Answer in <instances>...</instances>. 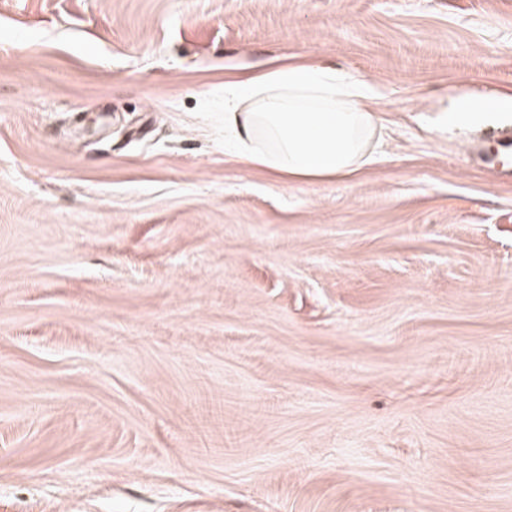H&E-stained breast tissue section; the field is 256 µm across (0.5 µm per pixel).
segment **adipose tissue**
I'll use <instances>...</instances> for the list:
<instances>
[{
	"label": "adipose tissue",
	"instance_id": "adipose-tissue-1",
	"mask_svg": "<svg viewBox=\"0 0 512 512\" xmlns=\"http://www.w3.org/2000/svg\"><path fill=\"white\" fill-rule=\"evenodd\" d=\"M364 78L310 64L224 83V149L285 180L353 174L372 160L378 116Z\"/></svg>",
	"mask_w": 512,
	"mask_h": 512
}]
</instances>
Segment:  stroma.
<instances>
[{"label": "stroma", "mask_w": 512, "mask_h": 512, "mask_svg": "<svg viewBox=\"0 0 512 512\" xmlns=\"http://www.w3.org/2000/svg\"><path fill=\"white\" fill-rule=\"evenodd\" d=\"M301 59L361 171L225 153ZM509 128L512 0H0V512H512ZM373 98L364 78L310 64L224 81V151L285 180L349 176L372 160ZM499 102L494 98L460 99L453 112H448V122L462 123L477 117L489 116L498 108ZM498 147L496 150L483 157V162L492 171L498 175L507 174L512 178V166L510 157L512 154V133L511 131H502L497 139Z\"/></svg>", "instance_id": "obj_1"}]
</instances>
